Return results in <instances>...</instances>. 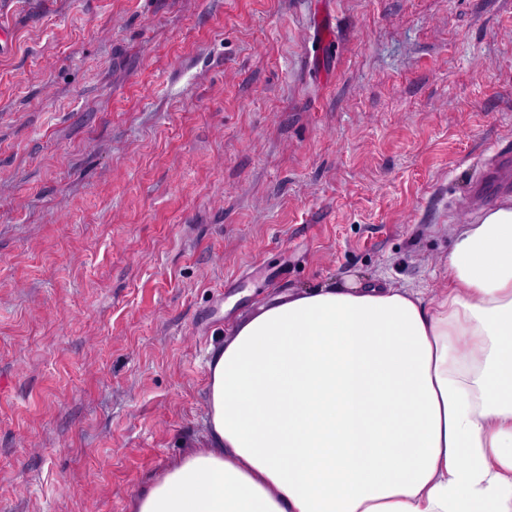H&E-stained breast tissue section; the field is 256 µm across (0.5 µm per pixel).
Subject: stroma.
<instances>
[{"mask_svg": "<svg viewBox=\"0 0 512 512\" xmlns=\"http://www.w3.org/2000/svg\"><path fill=\"white\" fill-rule=\"evenodd\" d=\"M0 10V512H126L262 302L431 299L512 142V0Z\"/></svg>", "mask_w": 512, "mask_h": 512, "instance_id": "1", "label": "stroma"}]
</instances>
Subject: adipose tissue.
<instances>
[{"instance_id": "adipose-tissue-1", "label": "adipose tissue", "mask_w": 512, "mask_h": 512, "mask_svg": "<svg viewBox=\"0 0 512 512\" xmlns=\"http://www.w3.org/2000/svg\"><path fill=\"white\" fill-rule=\"evenodd\" d=\"M447 276L262 303L210 350L204 447L127 512H512V198Z\"/></svg>"}]
</instances>
